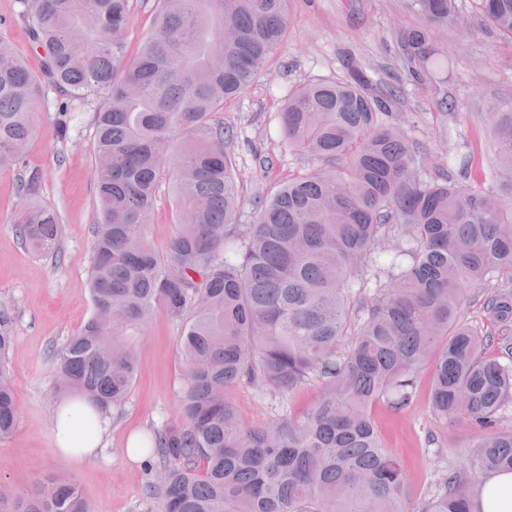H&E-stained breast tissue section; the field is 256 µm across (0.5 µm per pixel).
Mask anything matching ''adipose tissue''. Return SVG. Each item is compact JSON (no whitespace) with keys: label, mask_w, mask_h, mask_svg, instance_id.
<instances>
[{"label":"adipose tissue","mask_w":512,"mask_h":512,"mask_svg":"<svg viewBox=\"0 0 512 512\" xmlns=\"http://www.w3.org/2000/svg\"><path fill=\"white\" fill-rule=\"evenodd\" d=\"M109 417L77 395L57 404L53 430L58 452L81 463L103 448ZM472 512H512V472H492L471 493Z\"/></svg>","instance_id":"ef3b65f1"}]
</instances>
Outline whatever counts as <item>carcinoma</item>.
Here are the masks:
<instances>
[{"mask_svg":"<svg viewBox=\"0 0 512 512\" xmlns=\"http://www.w3.org/2000/svg\"><path fill=\"white\" fill-rule=\"evenodd\" d=\"M409 2L436 28L458 18L457 0ZM474 2L512 38V0ZM287 4L161 0L155 31L127 61L112 31H123L129 0H22L41 76L0 43V169L24 166L42 83L64 110L100 101L94 313L56 353L58 392L120 408L137 372L130 332L162 312L183 322L188 379L179 421L149 437L160 465L147 492L163 512H471L472 487L512 471V428L500 426L512 405V106L489 112L491 184L471 177L468 158L455 178H425L399 88L349 52L339 78L297 86L278 112L288 148L314 166L258 192L253 222L240 224L230 129L217 114L263 73ZM401 39L423 81H444L448 61L426 27ZM163 184L177 230L159 253L148 225ZM38 192L39 176L20 181L16 231L45 252L59 218ZM477 300L493 335L463 320ZM9 321L1 310L0 439L18 421ZM428 362L436 413L468 418L478 435L468 468L442 474L417 511L370 409L381 399L403 408ZM312 378L324 385L318 403L269 426L244 427L225 396L241 379L283 393ZM0 508L91 512L76 484L54 478L23 494L0 484Z\"/></svg>","mask_w":512,"mask_h":512,"instance_id":"carcinoma-1","label":"carcinoma"}]
</instances>
